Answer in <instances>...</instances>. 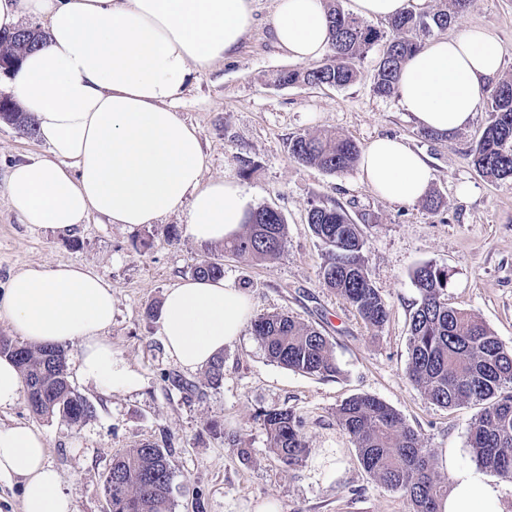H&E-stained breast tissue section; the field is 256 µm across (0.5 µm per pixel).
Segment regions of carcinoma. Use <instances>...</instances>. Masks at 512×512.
I'll list each match as a JSON object with an SVG mask.
<instances>
[{"label": "carcinoma", "mask_w": 512, "mask_h": 512, "mask_svg": "<svg viewBox=\"0 0 512 512\" xmlns=\"http://www.w3.org/2000/svg\"><path fill=\"white\" fill-rule=\"evenodd\" d=\"M330 44L321 63L305 71H280L275 82L285 86L308 84L346 88L358 77L356 62L374 46L382 45L372 91L380 97L397 92L405 62L425 46L433 29H445L469 0H453L454 12L433 0L428 9H408L390 20L391 36L345 11L340 0H324ZM38 42L35 32L19 29L0 35V61L14 62ZM485 107L490 121L471 151L472 164L485 177H512V80L494 78ZM0 118L32 136L33 120L24 112L6 108ZM292 157L303 165L332 174L352 169L360 147L342 135L295 137ZM308 224L325 249L318 276L354 307L372 328L388 318L387 304L370 282L363 254L364 240L340 208L314 206ZM287 227L283 217L268 207L250 212L243 232L224 241L223 252L273 262L284 252ZM197 278L224 276V262L206 257L191 267ZM420 301L412 313L406 374L429 402L452 408L480 406L470 426L468 447L476 467L512 480V349L467 311L448 305V271L424 264L413 272ZM254 335L267 357L287 369L312 376L340 374L332 345L318 329L284 313H267L252 323ZM0 354L11 358L30 389L44 384L50 396L31 408L39 417H58L79 427L95 414V406L80 396L69 380L65 350L60 346H25L0 336ZM271 451L285 465H300L309 455L302 422L293 411L273 407L262 412ZM337 419L357 450L360 462L382 488L402 493L409 512H439L448 496V476L437 469L438 459L406 425L396 410L368 395L354 396L337 409ZM172 470L163 449L146 443L117 456L105 481L112 512H170Z\"/></svg>", "instance_id": "obj_1"}]
</instances>
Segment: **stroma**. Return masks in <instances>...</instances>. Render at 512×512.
Wrapping results in <instances>:
<instances>
[{"label":"stroma","instance_id":"1","mask_svg":"<svg viewBox=\"0 0 512 512\" xmlns=\"http://www.w3.org/2000/svg\"><path fill=\"white\" fill-rule=\"evenodd\" d=\"M274 8L275 0H253V26L236 53L196 73L175 109L201 135L204 180L237 181L248 209L270 207L287 225L280 259L225 256V279L245 291L254 314L285 313L317 327L328 336L341 373L310 376L271 362L247 327L225 346L223 381L211 385L205 369L184 370L167 355L157 319L146 316L207 253L186 234V212L143 226L93 216L60 235L28 229L0 193V291L32 266H91L112 284V347L143 378L139 390L109 396L72 379L96 408L77 428L34 416L23 398L0 409L1 424L24 422L44 435L48 461L76 512H107L104 481L113 458L144 443L168 455L172 512H255L267 498L276 499L281 512H409L401 493L383 489L365 471L337 422L339 406L356 395L381 399L429 448L457 449L460 463L470 462L476 406L427 402L408 381L406 366L410 319L420 300L412 276L426 263L448 269L449 305L473 313L512 349V178L483 177L471 163L489 114L478 110L453 137L425 136L397 96L373 93L376 48L361 59L359 78L349 87L278 85L277 72L305 64L275 45ZM471 27L500 42L499 76L512 78V0H470L450 28L432 36ZM336 133L362 147L397 137L422 153L434 174L428 192L439 206L388 200L361 181L358 169L330 174L292 158L296 136ZM43 151L37 137L0 119V179L21 156ZM316 204L338 206L357 224L368 277L388 306L382 329L367 326L321 283L325 250L307 222ZM175 377L191 383L192 392L175 389ZM272 407L291 409L302 420L312 453L300 466H286L268 450L261 414Z\"/></svg>","mask_w":512,"mask_h":512}]
</instances>
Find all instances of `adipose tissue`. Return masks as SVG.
I'll use <instances>...</instances> for the list:
<instances>
[{
    "instance_id": "obj_1",
    "label": "adipose tissue",
    "mask_w": 512,
    "mask_h": 512,
    "mask_svg": "<svg viewBox=\"0 0 512 512\" xmlns=\"http://www.w3.org/2000/svg\"><path fill=\"white\" fill-rule=\"evenodd\" d=\"M43 20L48 38L8 80L35 120L45 153L13 163L0 183L32 230L68 233L90 216L111 224H153L187 211L201 243L235 236L247 217L242 187L204 181L196 127L173 109L195 69L224 59L253 25L252 0H0V31L24 17ZM273 35L289 58L324 56L321 0H276ZM502 68V48L485 30L429 42L405 63L399 103L425 131L449 137L473 120ZM361 179L390 200H420L433 179L404 141L378 138L362 151ZM252 316L247 294L223 279H182L164 294L159 322L169 356L194 371L239 336ZM0 320L33 345L80 339L81 380L102 394L130 393L142 376L112 347V285L80 262L15 274L0 293ZM32 426L0 423V480H19L22 512H75ZM454 489L441 512H501L502 490L479 469L443 451Z\"/></svg>"
}]
</instances>
